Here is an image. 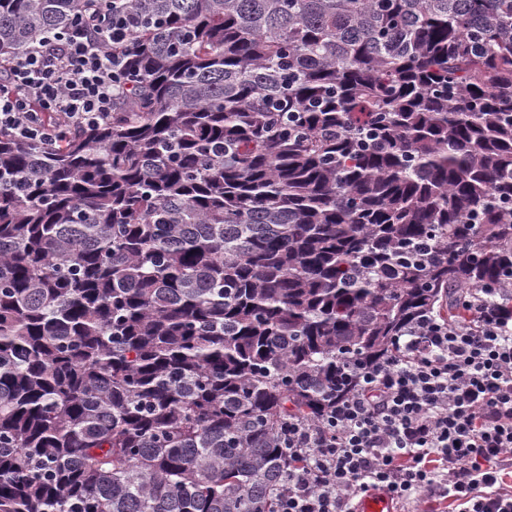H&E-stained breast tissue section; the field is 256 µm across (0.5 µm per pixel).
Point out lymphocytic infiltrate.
<instances>
[{"label":"lymphocytic infiltrate","instance_id":"obj_1","mask_svg":"<svg viewBox=\"0 0 512 512\" xmlns=\"http://www.w3.org/2000/svg\"><path fill=\"white\" fill-rule=\"evenodd\" d=\"M125 18L77 26L0 63V130L56 143L112 116ZM278 512H357L363 497L512 512V286L469 291L457 319H425L317 423L289 419Z\"/></svg>","mask_w":512,"mask_h":512}]
</instances>
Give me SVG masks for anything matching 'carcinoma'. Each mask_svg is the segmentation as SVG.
<instances>
[{"label":"carcinoma","mask_w":512,"mask_h":512,"mask_svg":"<svg viewBox=\"0 0 512 512\" xmlns=\"http://www.w3.org/2000/svg\"><path fill=\"white\" fill-rule=\"evenodd\" d=\"M112 10V117L0 132V512H277L288 417L512 279V0Z\"/></svg>","instance_id":"carcinoma-1"}]
</instances>
